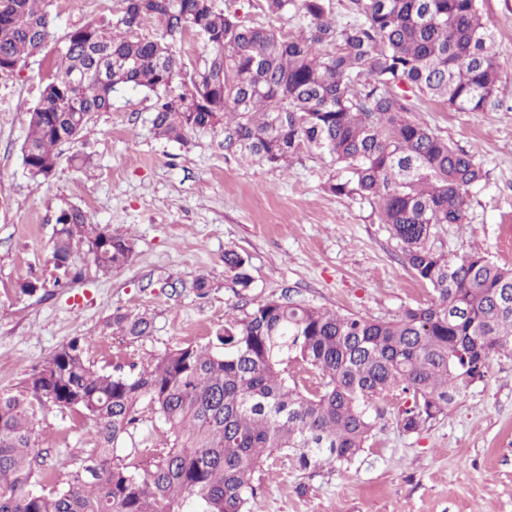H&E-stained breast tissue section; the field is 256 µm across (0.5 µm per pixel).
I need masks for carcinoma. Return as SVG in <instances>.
<instances>
[{"instance_id": "cac0c4a2", "label": "carcinoma", "mask_w": 512, "mask_h": 512, "mask_svg": "<svg viewBox=\"0 0 512 512\" xmlns=\"http://www.w3.org/2000/svg\"><path fill=\"white\" fill-rule=\"evenodd\" d=\"M109 19L58 38L50 0H0V71L43 55L42 92L21 148L34 181L46 180L59 147L75 143L118 88L155 98L152 130L187 142L224 135V150L273 168L304 154L330 158L328 190L367 204L389 226L433 301L388 320L342 314L288 297L230 316L205 346L172 349L135 373L99 371L74 337L14 390H0V512H256L264 463L300 469L351 462L374 430V402L410 401L402 427L415 432L482 381L491 358L512 353V268L482 253L448 254L440 231L467 223L470 191L486 172L426 124L407 117L405 91L456 112L482 115L504 103L496 35L479 0H350L360 20L338 26L330 0H264L270 15L305 21L283 35L215 0H124ZM153 21L160 34H143ZM192 33L209 47L185 79L175 42ZM54 283L82 275L89 258L109 273L131 264L134 243L87 222L70 205L55 218ZM224 267L250 286L247 259ZM106 327L141 337L145 314L116 311ZM319 378L314 391L294 368ZM52 408L93 422L94 446L65 474L41 465L33 422ZM167 426L151 460L120 459L117 445L143 409Z\"/></svg>"}]
</instances>
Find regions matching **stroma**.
<instances>
[{
    "mask_svg": "<svg viewBox=\"0 0 512 512\" xmlns=\"http://www.w3.org/2000/svg\"><path fill=\"white\" fill-rule=\"evenodd\" d=\"M250 23L288 34L301 20L271 18L263 0H215ZM122 0H52L57 35L117 13ZM497 36L503 84L512 87V0H480ZM41 57L0 72V390L16 388L32 368L74 337L89 341L95 368L143 366L166 351L206 344L230 314L290 294L306 303L373 319L425 305L431 288L405 265L396 240L369 206L326 188L328 160L305 156L288 169L225 155L219 136L201 131L180 144L152 131L154 98L120 89L112 108L94 113L75 144L61 147L54 174L28 178L21 147L41 93ZM423 122L487 172L473 190L468 222L448 225L450 254L480 252L512 266V99L476 116L432 98L409 101ZM77 151L93 166L70 163ZM81 207L89 223L110 225L135 244L130 266L102 273L82 261L83 278L50 285V248L61 208ZM248 260L249 287L224 268V252ZM206 277V296L192 287ZM44 289L17 297V282ZM148 313L151 334L130 338L104 327L115 311ZM372 437L352 463L317 471L263 466L255 482L262 512H512V354H498L485 380L464 388L447 413L413 433L399 404L379 405ZM36 444L46 464L65 471L93 445L88 421L52 409L40 414ZM166 428L141 413L116 453L141 459L166 443Z\"/></svg>",
    "mask_w": 512,
    "mask_h": 512,
    "instance_id": "1",
    "label": "stroma"
}]
</instances>
